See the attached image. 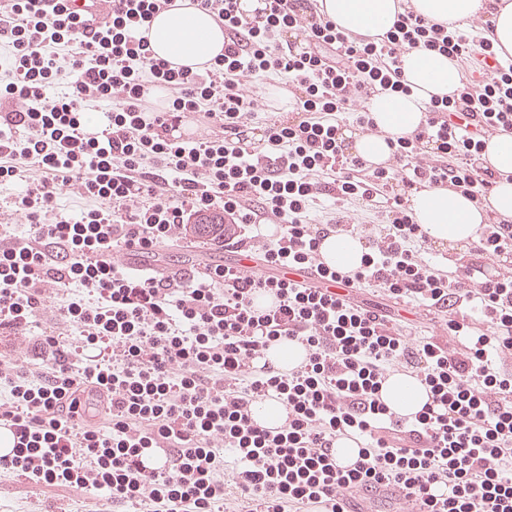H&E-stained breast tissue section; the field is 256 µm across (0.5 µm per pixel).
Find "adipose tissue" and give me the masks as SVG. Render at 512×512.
Instances as JSON below:
<instances>
[{
	"mask_svg": "<svg viewBox=\"0 0 512 512\" xmlns=\"http://www.w3.org/2000/svg\"><path fill=\"white\" fill-rule=\"evenodd\" d=\"M317 7L342 31L370 39L382 37L398 13L407 8L425 19L457 26L487 10L493 21L490 39L497 53L512 57V0H317ZM148 40L156 57L193 72L201 71L224 51L223 28L189 0H176L174 7L158 13L151 22ZM402 77L409 93L382 91L366 102L376 133L349 135L353 155L369 165L380 166L390 159V138L415 130L430 100L453 95L461 72L446 56L412 49L402 56ZM481 160L498 175L487 206L445 188L426 187L408 197L410 212L432 243L454 248L475 241L489 208L512 220V133L487 139ZM365 252L360 238L333 233L324 237L319 249L324 262L343 271L359 268ZM381 396L399 416L415 414L428 399L417 377L402 371L388 377Z\"/></svg>",
	"mask_w": 512,
	"mask_h": 512,
	"instance_id": "ef3b65f1",
	"label": "adipose tissue"
}]
</instances>
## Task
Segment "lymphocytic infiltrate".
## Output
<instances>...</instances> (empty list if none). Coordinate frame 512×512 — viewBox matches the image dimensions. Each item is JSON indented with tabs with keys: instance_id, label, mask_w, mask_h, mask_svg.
Listing matches in <instances>:
<instances>
[{
	"instance_id": "f902f5d3",
	"label": "lymphocytic infiltrate",
	"mask_w": 512,
	"mask_h": 512,
	"mask_svg": "<svg viewBox=\"0 0 512 512\" xmlns=\"http://www.w3.org/2000/svg\"><path fill=\"white\" fill-rule=\"evenodd\" d=\"M41 2L0 0L9 47L0 184L20 185L15 206L30 226L25 239L0 236V335H25L47 311L78 336L38 337L23 362L0 354V421L13 428L0 474L105 498L112 512H352L379 484L399 488L409 512H512V269L439 272L420 257L427 236L397 196L354 271L322 268L321 231L307 222L318 196L372 201L396 182L485 201L495 175L480 155L487 135L512 130V60L498 59L489 38L411 10L367 41L311 0H264L254 16L240 0H192L228 36L223 54L193 73L153 56L140 34L174 0H108L94 28L68 0L48 13ZM416 47L497 65L431 101L414 132L393 138L394 166L367 170L346 154L335 116L354 113L374 130L364 99L377 88L407 92L401 56ZM270 73L296 84L303 117L266 119L248 150L240 137L259 105L243 81ZM157 89L172 97L152 111ZM102 104L106 124L89 132L87 115ZM192 116L221 135L167 138ZM67 188L88 206L54 219ZM217 208L226 248L245 247L259 225L279 226L263 246L268 275L215 264L175 283L132 274L112 256L152 253ZM290 270L309 271L310 282L287 278ZM73 286L81 297L54 306ZM365 287L447 314V341L404 336L390 316L354 302ZM260 294L270 307L257 304ZM281 340L305 348L300 366L265 362ZM402 367L430 393L412 417L381 399ZM266 398L285 408L284 425L253 420L251 406ZM342 433L364 442L347 470L333 450ZM146 448L165 449L162 470L142 467ZM228 473L235 507L224 498Z\"/></svg>"
}]
</instances>
